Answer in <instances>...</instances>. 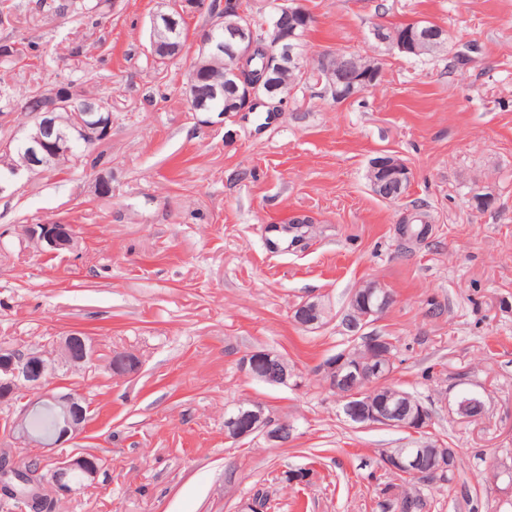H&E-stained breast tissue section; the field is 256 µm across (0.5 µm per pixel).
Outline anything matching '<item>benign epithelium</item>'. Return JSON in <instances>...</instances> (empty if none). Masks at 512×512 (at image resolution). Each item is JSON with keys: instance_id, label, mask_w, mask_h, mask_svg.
Segmentation results:
<instances>
[{"instance_id": "obj_1", "label": "benign epithelium", "mask_w": 512, "mask_h": 512, "mask_svg": "<svg viewBox=\"0 0 512 512\" xmlns=\"http://www.w3.org/2000/svg\"><path fill=\"white\" fill-rule=\"evenodd\" d=\"M298 16L304 27L311 26L312 16L303 9L286 4L280 6L271 18V23L264 24L270 32L264 62L262 79L257 83L246 80L241 65L252 54L255 39L250 22L224 24V17H215L213 24L197 37L194 50L214 51L224 49L228 60L227 76L243 84V94L247 104L260 101L259 90L271 94L275 91V77L283 66L301 71L306 70L304 61L303 38H294L284 32L283 22L288 17ZM377 40L391 45L401 53L419 56L426 48L444 39V34L429 30L421 34L400 33L389 37L385 27L378 24L374 28ZM378 78L375 66L368 67L362 73H349L347 82L349 90L346 99L358 97L370 89ZM49 111L42 112L34 118L38 132L25 135L29 154L33 156L35 166H46L54 154L53 131L60 117L56 109L62 106L58 102L57 92L48 94ZM76 128L89 142L96 141L97 130L105 129V122L95 121L85 124L78 113H73ZM370 181L376 193L385 199H398L404 195L411 183V169L400 158L384 154L371 161ZM25 235L36 241L42 253L57 257L72 252L79 246L78 236L71 225L60 221L51 224H28L24 226ZM358 297L364 300L359 307V318L366 325L379 317L394 302V295L386 288L369 283L357 290ZM325 312L315 301L303 302L295 308V321L304 326L321 323ZM96 360V351L92 341L83 332L73 330L61 337L56 346V356L52 357L41 350H18L3 348L0 350V409L8 414L0 418V437L8 447L40 448L42 457L52 464L49 477L51 494L54 497L69 498L80 487L68 481L69 475L80 471L84 483L94 482L101 471L94 459L84 453H55V449L70 445L87 432L90 406L84 398L74 392H60L52 380L56 365L62 364L70 369H81ZM240 366L251 378L272 384L288 385L294 373L288 366V360L269 351H251L242 356ZM330 390L336 393L342 402V412L347 421L360 428L385 427L422 431L429 427L432 413L420 400L409 395L394 403L389 400L375 402L370 396L382 392L385 380L392 374L384 371L377 358L368 355L367 360L354 358L351 350L346 349L325 359L319 367ZM49 404L61 416L54 436L45 440L33 434L28 427L29 415L37 408ZM482 408V401L475 395L463 398L457 404L461 417L470 419ZM258 434L265 437L274 447L284 446L293 438L294 426L285 420H273L267 406L260 401H252L238 407L234 413L224 419V435L234 441ZM454 448H436L432 454L422 448H402L389 454L387 466L401 472L406 477L418 478L426 466L443 467L455 455ZM28 483L37 488L41 484L36 475L26 478L20 474L13 454L4 455L0 460V495L7 492L18 501L14 512H36L33 494L19 493L13 490L14 483Z\"/></svg>"}]
</instances>
